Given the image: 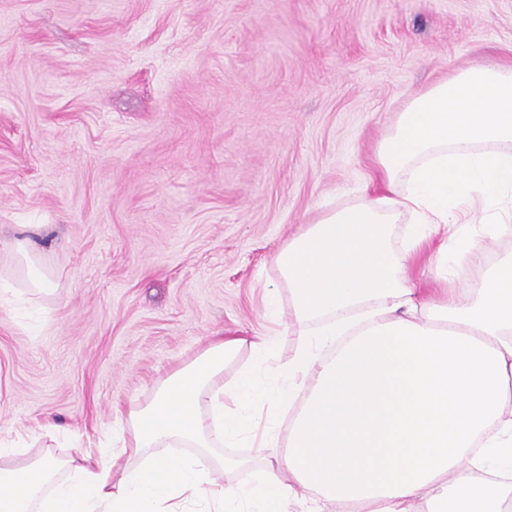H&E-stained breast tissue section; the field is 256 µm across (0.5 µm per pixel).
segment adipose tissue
I'll list each match as a JSON object with an SVG mask.
<instances>
[{"mask_svg": "<svg viewBox=\"0 0 512 512\" xmlns=\"http://www.w3.org/2000/svg\"><path fill=\"white\" fill-rule=\"evenodd\" d=\"M377 192L325 213L274 263L296 337L215 336L131 405L121 451L65 459L0 442V512H501L512 500V65L473 66L409 99L378 150ZM404 244L393 249L397 225ZM434 257L458 296L431 303L411 269ZM482 272L470 278L474 264ZM253 360L224 386V363ZM288 454L225 487L204 455L252 428Z\"/></svg>", "mask_w": 512, "mask_h": 512, "instance_id": "obj_1", "label": "adipose tissue"}]
</instances>
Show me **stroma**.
I'll use <instances>...</instances> for the list:
<instances>
[{"mask_svg": "<svg viewBox=\"0 0 512 512\" xmlns=\"http://www.w3.org/2000/svg\"><path fill=\"white\" fill-rule=\"evenodd\" d=\"M506 62L512 0H0V438L118 434L217 332L287 358L277 251L356 199L408 99ZM15 254L20 258L23 267L27 270L29 284L40 291L53 288L52 281L40 267L36 254V246L29 238H16L12 243Z\"/></svg>", "mask_w": 512, "mask_h": 512, "instance_id": "obj_1", "label": "stroma"}]
</instances>
